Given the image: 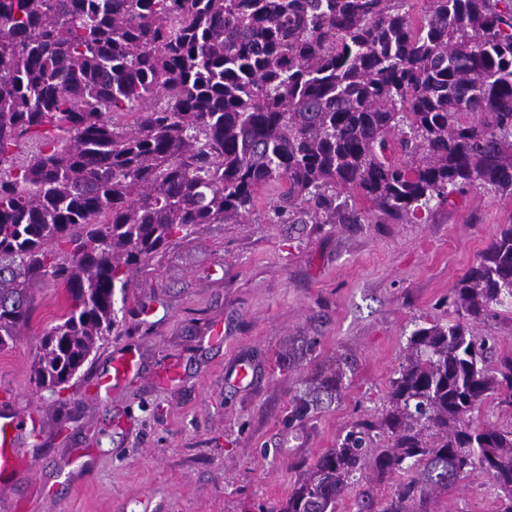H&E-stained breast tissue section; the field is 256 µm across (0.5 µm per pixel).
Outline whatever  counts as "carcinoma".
Returning <instances> with one entry per match:
<instances>
[{"instance_id":"cac0c4a2","label":"carcinoma","mask_w":512,"mask_h":512,"mask_svg":"<svg viewBox=\"0 0 512 512\" xmlns=\"http://www.w3.org/2000/svg\"><path fill=\"white\" fill-rule=\"evenodd\" d=\"M413 2L0 0V348L36 287L65 291L36 387L64 389L119 328L133 268L200 224L240 223L264 187L290 224L336 223L354 191L382 214L512 197V0H425L417 23ZM451 303L458 319L408 337L381 417L258 512H336L370 458L381 479L415 476L379 505L361 493L358 512H430L474 470L512 512V424L472 420L489 399L512 412V354L489 366L471 327L512 309V224ZM349 367L316 369L289 421Z\"/></svg>"}]
</instances>
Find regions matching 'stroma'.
I'll return each mask as SVG.
<instances>
[{
    "label": "stroma",
    "mask_w": 512,
    "mask_h": 512,
    "mask_svg": "<svg viewBox=\"0 0 512 512\" xmlns=\"http://www.w3.org/2000/svg\"><path fill=\"white\" fill-rule=\"evenodd\" d=\"M260 194L238 224H204L133 273L126 317L84 364L67 402L29 370L62 313L53 283L35 290L28 326L0 349V384L43 410L20 451L9 512H258L284 500L355 423L380 416L418 326L448 322L451 289L479 261L512 200L479 189L431 206L421 219L385 215L354 197L358 224H277ZM153 315H143L142 305ZM221 337H213V326ZM139 371L97 393L114 348ZM353 360L340 394L303 422L292 399L314 369ZM249 361L255 382L233 383ZM177 381L159 383L166 368ZM394 480L365 465L336 512H357L362 490L384 501ZM433 512H497L489 478L472 473L437 494Z\"/></svg>",
    "instance_id": "1"
}]
</instances>
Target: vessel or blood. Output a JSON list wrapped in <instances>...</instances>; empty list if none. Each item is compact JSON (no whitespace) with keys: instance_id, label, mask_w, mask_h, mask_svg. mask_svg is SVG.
Returning a JSON list of instances; mask_svg holds the SVG:
<instances>
[{"instance_id":"obj_1","label":"vessel or blood","mask_w":512,"mask_h":512,"mask_svg":"<svg viewBox=\"0 0 512 512\" xmlns=\"http://www.w3.org/2000/svg\"><path fill=\"white\" fill-rule=\"evenodd\" d=\"M112 370L108 375L98 377V390L110 392L139 370L136 355L125 348L112 352ZM40 415L34 404L22 403L16 391L0 394V485L8 486L9 481L21 465L20 449L31 435Z\"/></svg>"}]
</instances>
